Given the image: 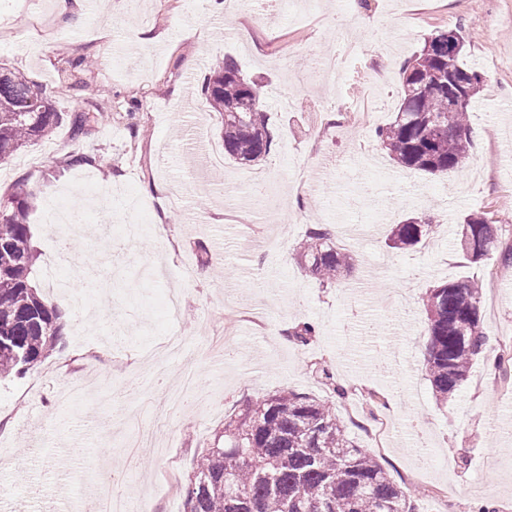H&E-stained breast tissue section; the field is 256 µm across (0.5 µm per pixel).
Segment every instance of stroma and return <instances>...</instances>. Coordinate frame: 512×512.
I'll list each match as a JSON object with an SVG mask.
<instances>
[{
	"label": "stroma",
	"mask_w": 512,
	"mask_h": 512,
	"mask_svg": "<svg viewBox=\"0 0 512 512\" xmlns=\"http://www.w3.org/2000/svg\"><path fill=\"white\" fill-rule=\"evenodd\" d=\"M59 2L0 0V63L38 83L58 111L102 115L80 136L61 123L0 164V196L18 183L32 194V283L62 312L70 342L23 377L0 378V512H80L102 474L124 468L151 512H183L188 477L225 418L283 390L333 398L363 447L367 398H385L391 426L381 461L394 480L418 467L420 446L441 459L423 470V483L448 495L416 497L419 512H471L480 501L512 512V364L501 360L512 343V281L495 280L512 248V0H347L341 13L336 0H311L300 15L268 7L263 23L247 0L221 13L209 0H112L108 9L94 0L75 30ZM439 29L462 31L463 60L483 76L469 108L482 135L463 169L432 175L399 166L374 130L399 107L404 64ZM345 30L359 55L331 86L321 58ZM62 51L89 67L70 68ZM224 57L261 83L273 144L259 162L228 158L214 171L189 159L198 132L224 148L201 91ZM385 70L368 99L373 74ZM287 92L303 98L300 110L285 108ZM364 98L377 119L366 118ZM74 156L87 164L71 165ZM326 156L343 165L317 177ZM60 197L86 229L47 222ZM176 197L185 209L172 207ZM425 212L433 218L426 239L390 248L394 225ZM471 213L486 214L499 239L474 263L460 247ZM142 215L146 231L124 246L122 225ZM313 224L332 227L357 261L335 284L311 276L295 250ZM62 237L74 291L96 271L89 308L49 294L42 278ZM456 279L483 288L486 344L444 403L425 371L424 299ZM306 321L317 333L303 346L286 331ZM173 328L185 338L181 353L146 359ZM325 370L342 395L330 396ZM187 371L197 376L188 410L143 404L162 400ZM36 434L43 447H31Z\"/></svg>",
	"instance_id": "1"
}]
</instances>
